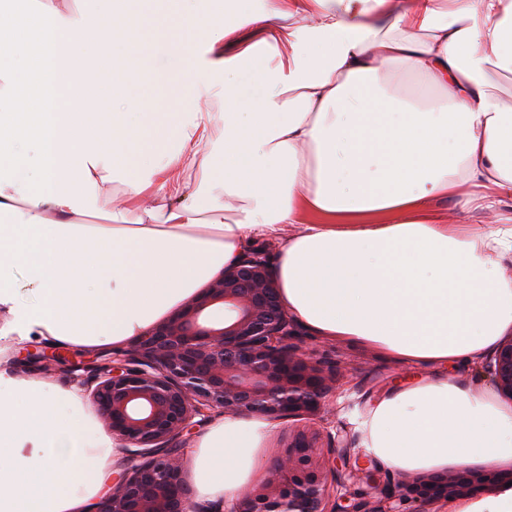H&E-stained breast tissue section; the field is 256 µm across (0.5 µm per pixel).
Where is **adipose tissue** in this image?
<instances>
[{
  "instance_id": "ef3b65f1",
  "label": "adipose tissue",
  "mask_w": 512,
  "mask_h": 512,
  "mask_svg": "<svg viewBox=\"0 0 512 512\" xmlns=\"http://www.w3.org/2000/svg\"><path fill=\"white\" fill-rule=\"evenodd\" d=\"M234 8L252 31L157 0L146 40L132 0H0V512H93L123 454L81 388L16 371L13 343L126 348L256 236L282 237L304 329L422 370L357 419L375 463L512 462V403L465 375L512 333V103L490 82L512 72V0ZM158 55L189 61L170 102L137 93ZM244 69L254 93L226 83ZM437 199L452 211L424 215ZM272 428L208 421L196 500L241 499Z\"/></svg>"
}]
</instances>
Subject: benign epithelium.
I'll return each instance as SVG.
<instances>
[{
  "instance_id": "1",
  "label": "benign epithelium",
  "mask_w": 512,
  "mask_h": 512,
  "mask_svg": "<svg viewBox=\"0 0 512 512\" xmlns=\"http://www.w3.org/2000/svg\"><path fill=\"white\" fill-rule=\"evenodd\" d=\"M298 322L283 303L266 255L249 251L208 288L134 345L69 366L83 372L91 399L125 449V465L94 512H198L185 493L186 440L213 412L314 419L336 388V367L306 349ZM66 365L59 354L26 352ZM512 399V337L483 366ZM336 448L299 431L270 466L266 482L226 512H329L338 476ZM373 491L342 486L349 512H404L411 505L471 496L512 481L509 469H450L382 486L352 472Z\"/></svg>"
}]
</instances>
